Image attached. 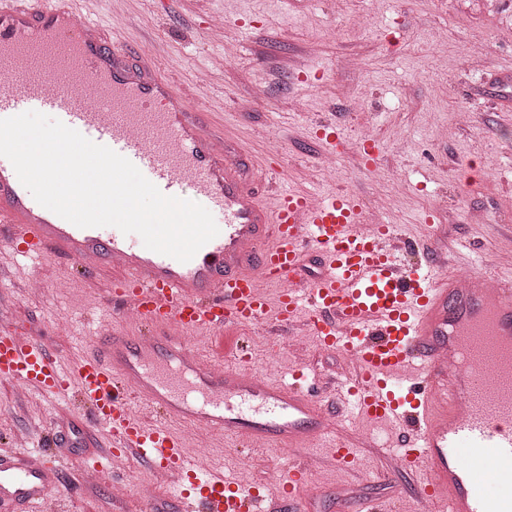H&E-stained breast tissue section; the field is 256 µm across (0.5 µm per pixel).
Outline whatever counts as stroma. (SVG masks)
I'll use <instances>...</instances> for the list:
<instances>
[{
  "label": "stroma",
  "mask_w": 512,
  "mask_h": 512,
  "mask_svg": "<svg viewBox=\"0 0 512 512\" xmlns=\"http://www.w3.org/2000/svg\"><path fill=\"white\" fill-rule=\"evenodd\" d=\"M94 20L129 46L145 37L164 45L160 69L213 112L224 134L254 160L260 197H267L269 154L279 153L286 185L322 196L349 192L367 224H389L416 248L441 252L447 271L464 279L495 273L512 281V0H87ZM475 70L458 60L472 49ZM340 123L349 152L325 166L319 122ZM371 132L379 148L371 170L358 145ZM489 172L468 185L470 166ZM103 278L80 274L64 257L33 262L0 249V326L43 341L61 365L81 353L111 314ZM207 356L243 344L260 371L286 381L298 367L335 375L343 362L317 341L299 345L261 327L216 336L192 335ZM68 437L65 492L25 512H179L157 488L151 467L120 457L131 489L114 498L108 481L87 483V456L104 457L108 429L93 426L69 398L0 383V449L53 453ZM351 467L332 465L325 448L302 456L315 512H340L348 499L374 500L385 512H415L416 475L397 468L392 429L353 418ZM190 455L206 454L224 477L272 488L291 459L276 448L237 451L230 439L186 438Z\"/></svg>",
  "instance_id": "1"
}]
</instances>
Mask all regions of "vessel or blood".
Returning a JSON list of instances; mask_svg holds the SVG:
<instances>
[{"label": "vessel or blood", "instance_id": "b4317fda", "mask_svg": "<svg viewBox=\"0 0 512 512\" xmlns=\"http://www.w3.org/2000/svg\"><path fill=\"white\" fill-rule=\"evenodd\" d=\"M49 112L131 161L164 195L223 216L218 235L187 262L147 249L140 236L80 228L41 206L0 157V225L13 254H61L74 267L109 269L107 293L142 331L110 326L62 370L39 340L0 329V382L76 395L112 434L113 456L135 455L180 512H305L309 473L292 467L276 490L215 474L189 455L173 424L288 453L336 435L345 413L325 412L334 392L358 415L389 424L400 464L424 467L422 512H512V284L481 276L465 288L437 276L442 258L408 262L387 224L367 231L349 194L330 198L273 186L255 192L241 152L207 112L146 52L129 53L111 29L84 16L79 0H0V119ZM317 135L333 153L335 123ZM319 275L298 282L308 252ZM280 284L277 298L267 288ZM301 330L339 355L346 378L308 383L294 372L274 383L251 367L196 353L193 333L240 325ZM492 463L491 487L481 467ZM60 460L0 453V500L40 501L62 488Z\"/></svg>", "mask_w": 512, "mask_h": 512}]
</instances>
